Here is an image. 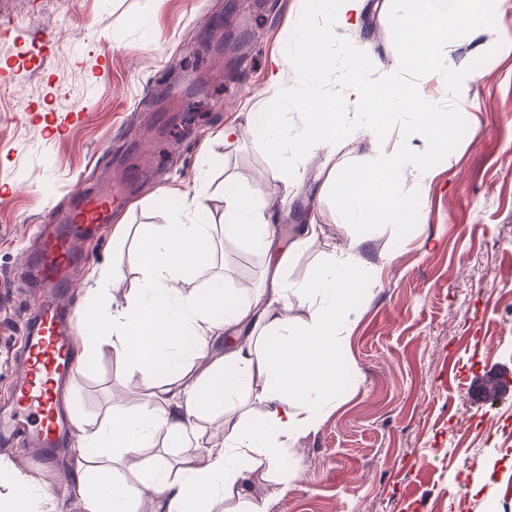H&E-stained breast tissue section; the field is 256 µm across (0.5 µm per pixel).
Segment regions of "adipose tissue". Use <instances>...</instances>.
<instances>
[{
	"mask_svg": "<svg viewBox=\"0 0 512 512\" xmlns=\"http://www.w3.org/2000/svg\"><path fill=\"white\" fill-rule=\"evenodd\" d=\"M365 0H309L319 24L296 23L297 38L289 50L271 61L273 99L250 112L245 128H224L225 141L240 133L262 139L284 172L297 173L301 159L324 151L331 166L325 181L334 190L338 212L349 224L405 223L413 211L400 200L396 184L404 167L427 178V157L448 141V117L422 101L411 85L369 86L354 76L346 93L360 104L356 119H348L335 96L326 90L330 71L321 50L337 33L357 30ZM298 77L294 90L281 88L285 70ZM304 115L302 131L288 124V110ZM393 110L415 113L424 130L423 147L414 157H388L371 167L334 164L341 150L367 135L386 130ZM247 242L283 272L292 256L322 231L304 225L288 247L274 249L278 227L261 198L236 181L224 185V208L210 209L202 194L183 198L169 224L130 228L118 224L115 237L128 240L121 263L100 269L81 316L83 334L74 352L75 368H83L101 346H109L130 373H154L160 380L147 398L113 406L107 422L94 430L77 426L82 448L75 471V493L82 512H210L209 505L237 500L243 512H267L265 497L255 490L254 473L274 472L296 480L299 471L288 463V443L315 431L340 375V349L349 338L350 300L359 287L363 266L358 257L361 237L331 252L312 279L293 285L273 281L250 299H241L214 279L203 292L181 288L191 271L211 267L216 232ZM137 278L124 305H112L109 279L125 271ZM306 306L308 321L288 315L293 305ZM223 342L224 352L212 346ZM256 391L262 411L226 430L222 440L197 434L195 422L204 405H240L246 391ZM183 448L176 463L165 460L143 467L131 481L114 477V464L140 454L156 438ZM501 449H491L474 467L471 491L485 512H501L512 491V466Z\"/></svg>",
	"mask_w": 512,
	"mask_h": 512,
	"instance_id": "adipose-tissue-1",
	"label": "adipose tissue"
}]
</instances>
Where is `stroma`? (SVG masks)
I'll list each match as a JSON object with an SVG mask.
<instances>
[{"mask_svg": "<svg viewBox=\"0 0 512 512\" xmlns=\"http://www.w3.org/2000/svg\"><path fill=\"white\" fill-rule=\"evenodd\" d=\"M303 0H0V400L11 379L27 317L38 297L10 290L33 247L32 229L66 212L77 190L112 189L113 221L165 224L182 194L204 190L224 207V181L269 203L290 243L306 224L323 228L288 267V282L313 278L350 233L368 234L367 270L350 308L351 333L333 408L293 442L303 476L259 481L268 512H482L469 496L473 466L492 448L512 449V394L483 406L462 397L486 370L512 374V0L496 26L458 38L445 52L460 69L491 59L464 80L457 104L468 128L429 182L406 170L400 198L419 207L403 224L349 228L320 174L286 191L263 142H224L225 125L271 96L269 64L295 39ZM352 44H368L377 74L398 66L387 0H367ZM386 136L363 139L337 163L369 166L412 150V114L388 115ZM214 267L186 286L225 276L249 297L265 287V263L247 243L216 236ZM90 259L71 297L87 302L99 268L119 263L111 230L88 245ZM151 374H128L109 347L72 376L81 421L98 425L112 405L145 392ZM76 452L62 449L38 480L59 512H81L70 479Z\"/></svg>", "mask_w": 512, "mask_h": 512, "instance_id": "obj_1", "label": "stroma"}]
</instances>
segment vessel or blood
I'll list each match as a JSON object with an SVG mask.
<instances>
[{"mask_svg": "<svg viewBox=\"0 0 512 512\" xmlns=\"http://www.w3.org/2000/svg\"><path fill=\"white\" fill-rule=\"evenodd\" d=\"M115 200L111 190L84 194L79 207L62 219L48 217L38 225L37 253L19 265L16 276L26 287L45 294L31 318L23 359L14 377L10 408L0 409V445L23 436L40 456L67 444L71 435L72 409L60 404V390L72 372L71 336L77 322L69 296L78 281L86 257L82 244L112 220ZM512 392L501 374H485L464 389L472 405L493 402Z\"/></svg>", "mask_w": 512, "mask_h": 512, "instance_id": "b4317fda", "label": "vessel or blood"}]
</instances>
